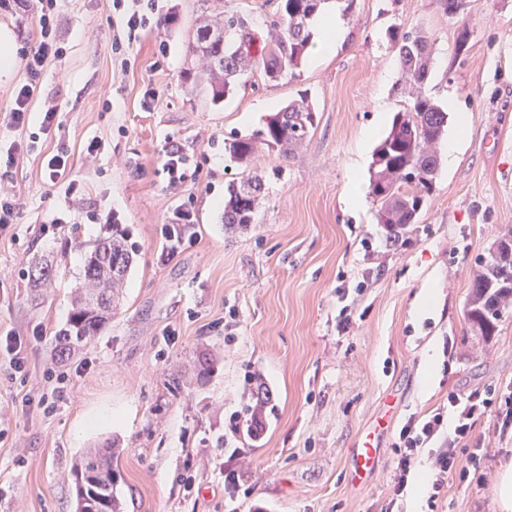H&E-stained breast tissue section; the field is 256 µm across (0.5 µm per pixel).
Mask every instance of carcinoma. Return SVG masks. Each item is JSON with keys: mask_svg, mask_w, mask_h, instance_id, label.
I'll return each instance as SVG.
<instances>
[{"mask_svg": "<svg viewBox=\"0 0 512 512\" xmlns=\"http://www.w3.org/2000/svg\"><path fill=\"white\" fill-rule=\"evenodd\" d=\"M328 2L279 0L276 19L260 28L244 15L224 10V0H201L188 41L190 61L183 73L188 89L205 92L217 105L232 96L253 69L262 70L269 82L296 77L312 44L314 22ZM388 39L398 55L402 93L410 101L394 115L390 131L376 147L370 196L378 206V223L385 226L389 239L398 241L417 223L434 190L439 167L436 146L447 130L448 112L422 92L431 67V35L423 29L394 28ZM316 118L304 92L270 115L262 129L224 139V155L238 168V177L225 188L224 223L232 228L253 223L265 192L263 176L252 171L260 146L290 156L314 128ZM511 244L512 233L498 238L473 275L466 310L472 336L488 340L496 335L512 304V262L503 255V246ZM135 256L129 232L120 224L112 225V236L89 247L69 318L51 341L54 356L68 358L107 329ZM53 276L50 261H37L30 270V284L36 290L46 288ZM119 454L110 446L89 448L75 464L76 512H122L116 492Z\"/></svg>", "mask_w": 512, "mask_h": 512, "instance_id": "carcinoma-1", "label": "carcinoma"}]
</instances>
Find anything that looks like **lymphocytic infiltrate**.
<instances>
[{
  "instance_id": "f902f5d3",
  "label": "lymphocytic infiltrate",
  "mask_w": 512,
  "mask_h": 512,
  "mask_svg": "<svg viewBox=\"0 0 512 512\" xmlns=\"http://www.w3.org/2000/svg\"><path fill=\"white\" fill-rule=\"evenodd\" d=\"M58 0H35L36 30L32 44L21 52L26 71V81L13 96L8 113V124L15 130H25L30 122L31 103L39 90L43 74L48 65L64 55V49L57 39ZM112 14V24L118 29L112 38V54L124 58L127 46L136 43L149 27L163 28L165 20L160 15L159 0H107ZM73 166L71 152L65 145H57L45 153L41 167L50 184H64L65 195L71 206L83 211L94 224H116L120 217L117 212L100 209L88 200V192L79 182L69 179ZM454 408L456 423L453 431L445 429V410ZM491 416L502 428L512 427V392H472L467 397L449 394L448 405L437 408L429 416L409 418L400 428L395 448L398 462L393 474L394 495H403L422 450L429 444L437 449L431 458V487L429 503H436L445 494L449 473H457L460 482L484 486L485 477L479 468L478 458H471L469 465H461L457 450L460 444L470 440L476 421Z\"/></svg>"
}]
</instances>
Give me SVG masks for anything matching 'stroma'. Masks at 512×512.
<instances>
[{"instance_id": "stroma-1", "label": "stroma", "mask_w": 512, "mask_h": 512, "mask_svg": "<svg viewBox=\"0 0 512 512\" xmlns=\"http://www.w3.org/2000/svg\"><path fill=\"white\" fill-rule=\"evenodd\" d=\"M103 0H60L62 60L48 66L32 113L56 107L60 128L40 134L28 163L10 179L23 203L18 224L0 236V332L55 331L81 281L84 244L107 236L103 224L71 211L52 187L40 154L58 144L76 159L71 179L118 211L138 250L124 297L107 331L65 361L49 341L28 352L26 371L0 353V512H74L71 466L85 448L120 439L117 493L125 512H429L425 500L394 497V445L409 417H424L473 390L512 388V308L490 341L471 336L465 311L474 270L512 229V0H465L451 18L439 0H356L341 20L334 53L305 59L295 80L247 75L215 105L182 80L198 0H163L176 22L113 60ZM426 29L434 40L425 85L440 102L455 98L470 116L452 163H441L430 203L405 245L391 247L377 207L355 211L344 196L368 187L352 161L380 115L408 99L388 28ZM465 50H458L459 39ZM159 94L143 107L147 88ZM309 90L316 125L291 156L262 149L253 164L265 200L247 228L224 226V183L235 174L224 139L262 128L266 103L284 106ZM99 139L97 164L80 159ZM193 164L179 194L166 189L167 140ZM194 213L190 240L164 260L162 226L172 209ZM53 260L51 292L34 295L28 268ZM434 284L437 302L418 296ZM437 361L425 376L427 355ZM212 370L199 376V359ZM263 388L262 430H239ZM60 389L46 412L22 402ZM380 467L364 484L349 479L354 442L379 418ZM485 486L448 477L438 512H497L498 468L512 459V431L481 418ZM239 476L227 490L226 471Z\"/></svg>"}]
</instances>
